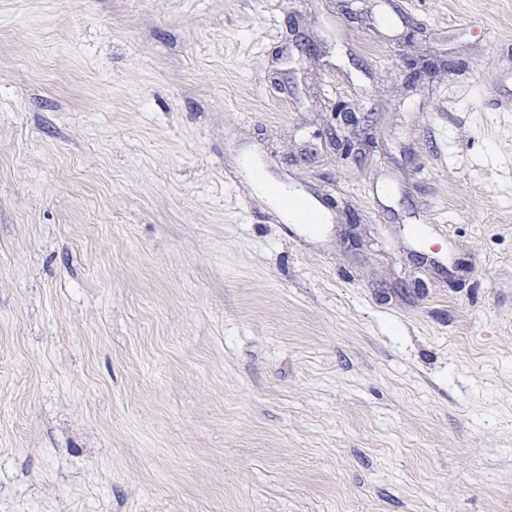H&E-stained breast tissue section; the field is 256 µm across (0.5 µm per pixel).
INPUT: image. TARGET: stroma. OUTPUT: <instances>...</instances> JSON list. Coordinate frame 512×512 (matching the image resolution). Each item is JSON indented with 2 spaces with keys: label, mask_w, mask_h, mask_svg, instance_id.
Masks as SVG:
<instances>
[{
  "label": "stroma",
  "mask_w": 512,
  "mask_h": 512,
  "mask_svg": "<svg viewBox=\"0 0 512 512\" xmlns=\"http://www.w3.org/2000/svg\"><path fill=\"white\" fill-rule=\"evenodd\" d=\"M0 512H512V0H0Z\"/></svg>",
  "instance_id": "obj_1"
}]
</instances>
